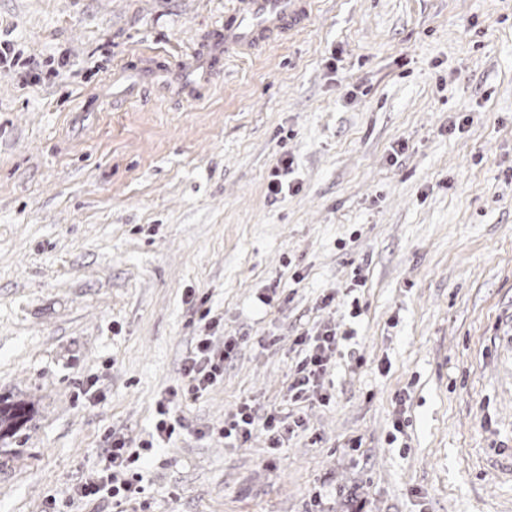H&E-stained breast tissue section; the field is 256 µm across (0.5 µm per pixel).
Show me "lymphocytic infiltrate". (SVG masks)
<instances>
[{
	"label": "lymphocytic infiltrate",
	"mask_w": 512,
	"mask_h": 512,
	"mask_svg": "<svg viewBox=\"0 0 512 512\" xmlns=\"http://www.w3.org/2000/svg\"><path fill=\"white\" fill-rule=\"evenodd\" d=\"M200 318L204 322L202 333L195 338L192 349L182 361L184 389H171L167 397L157 401L154 428L138 447H129L124 437L108 433L102 468L74 486L75 498L94 504L118 505L135 499L143 491L142 464L145 459L157 445L170 442L186 429L182 418L175 412L176 404L186 394L195 399L202 397L223 380L224 363L230 358L236 342L219 336L220 321L211 317L209 311H202ZM299 342L305 345L306 351L295 367L289 385V399L296 404L314 400L329 402L326 379L340 342L338 333L335 327L325 326L315 333L301 336ZM303 425L302 417L289 421L273 412L262 414L245 401L220 427L213 429L212 434L222 440L225 447L233 448L247 442L253 431L260 427L268 433L270 446L279 448L288 434Z\"/></svg>",
	"instance_id": "1"
}]
</instances>
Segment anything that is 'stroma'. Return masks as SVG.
I'll list each match as a JSON object with an SVG mask.
<instances>
[{
  "instance_id": "obj_1",
  "label": "stroma",
  "mask_w": 512,
  "mask_h": 512,
  "mask_svg": "<svg viewBox=\"0 0 512 512\" xmlns=\"http://www.w3.org/2000/svg\"><path fill=\"white\" fill-rule=\"evenodd\" d=\"M230 2L0 0L39 76L0 69V400L28 407L0 512L68 500L108 432L144 438L191 289L238 348L177 405L191 431L147 458L144 512H512V0H315L184 99ZM324 325L354 333L331 401L290 409ZM245 399L306 431L198 437ZM292 166L293 161L289 158H285L271 171L267 186L269 196L276 199L278 195L285 191L286 187L288 191L291 189L294 190V187L291 188L290 183L287 182V177L288 174L291 173Z\"/></svg>"
}]
</instances>
